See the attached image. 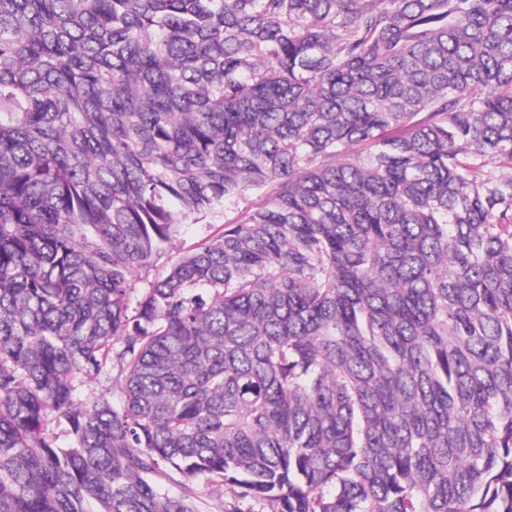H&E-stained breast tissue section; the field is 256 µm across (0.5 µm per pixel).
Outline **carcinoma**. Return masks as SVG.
I'll return each instance as SVG.
<instances>
[{
  "label": "carcinoma",
  "mask_w": 512,
  "mask_h": 512,
  "mask_svg": "<svg viewBox=\"0 0 512 512\" xmlns=\"http://www.w3.org/2000/svg\"><path fill=\"white\" fill-rule=\"evenodd\" d=\"M203 495L512 512V0H0V512ZM246 205L242 204L238 209H228L224 213V218L221 220H214L207 218L197 224L184 225L183 231L176 241L175 248L173 249V256L178 257L182 252L193 247L200 242L204 237L213 233L217 225L223 224L224 221H232L240 218L241 210L245 209Z\"/></svg>",
  "instance_id": "cac0c4a2"
}]
</instances>
